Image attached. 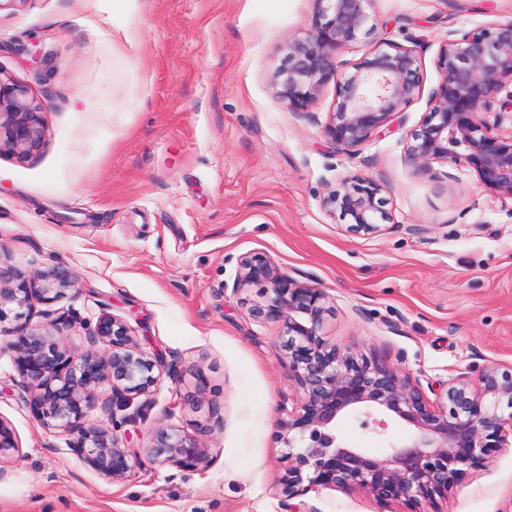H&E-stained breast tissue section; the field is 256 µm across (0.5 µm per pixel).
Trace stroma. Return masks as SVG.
<instances>
[{
  "label": "stroma",
  "instance_id": "obj_1",
  "mask_svg": "<svg viewBox=\"0 0 512 512\" xmlns=\"http://www.w3.org/2000/svg\"><path fill=\"white\" fill-rule=\"evenodd\" d=\"M377 42L415 49L419 93L352 152L324 134L326 84L303 111L273 76L305 39L317 0H0V73L39 107L37 148L0 149V262L67 267L53 313L65 344L91 349L105 314L173 376L152 386L121 446L169 426L208 446L195 471L143 459L115 481L72 449L75 433L36 420L13 364L17 324L0 322V422L17 450L0 457V512H512V447L466 469L447 496L376 503L360 489L285 496L282 322L255 318L258 287L234 290L241 259L262 254L326 296L324 333L419 383L431 404L453 379L512 368V199L467 167L411 162V135L442 79L440 47L512 19V0H366ZM380 183L391 215L364 236L330 213L342 180ZM205 388H198L196 372Z\"/></svg>",
  "mask_w": 512,
  "mask_h": 512
}]
</instances>
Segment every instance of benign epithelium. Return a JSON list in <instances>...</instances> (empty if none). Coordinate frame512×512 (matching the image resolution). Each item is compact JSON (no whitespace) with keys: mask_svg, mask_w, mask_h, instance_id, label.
I'll use <instances>...</instances> for the list:
<instances>
[{"mask_svg":"<svg viewBox=\"0 0 512 512\" xmlns=\"http://www.w3.org/2000/svg\"><path fill=\"white\" fill-rule=\"evenodd\" d=\"M323 3L314 30L288 45L274 82L278 97L302 111L332 81L336 100L325 133L341 150L355 151L420 91L416 57L408 48L378 44L347 68L337 54L358 39L368 16L366 0H319ZM442 80L431 94L432 107L412 134L410 161L444 160L471 168L490 192L512 199V134H489L478 110L512 113V20L495 24L440 47ZM38 107L23 86L0 76V142L19 152L36 147L41 138ZM382 186L354 175L325 199L349 229L372 234L391 220ZM262 285L263 302L255 316L283 322L282 340L288 376L302 390L299 410L282 411L280 441L288 448L279 483L286 496L302 495L318 486L359 488L379 503L404 499L430 502L448 495L465 468L480 464L491 448L509 445L512 437V371L494 369L476 383L448 382L443 401L433 406L418 384L386 364L343 350L323 333L326 295L282 272L268 257L254 254L239 265L235 289ZM72 286L63 266L26 273L0 263V323H20L12 343L13 363L28 392L25 404L47 426L77 431L74 451L86 463L114 480L129 476L139 452L119 445L113 430L89 419L99 402L97 388L111 386L112 414L135 422L148 402L133 406L149 393L158 377L173 374L156 355L134 348L128 325L102 315L89 332L102 350L73 356L64 344L71 326L65 314L50 320L56 334L29 326L33 302L52 304ZM511 413L504 414L503 408ZM359 412L363 425L382 434L385 418L399 420L411 433L382 454L349 446L338 431L344 416ZM151 460L184 470L208 463L209 450L198 440L171 428L152 433L145 448Z\"/></svg>","mask_w":512,"mask_h":512,"instance_id":"benign-epithelium-1","label":"benign epithelium"}]
</instances>
